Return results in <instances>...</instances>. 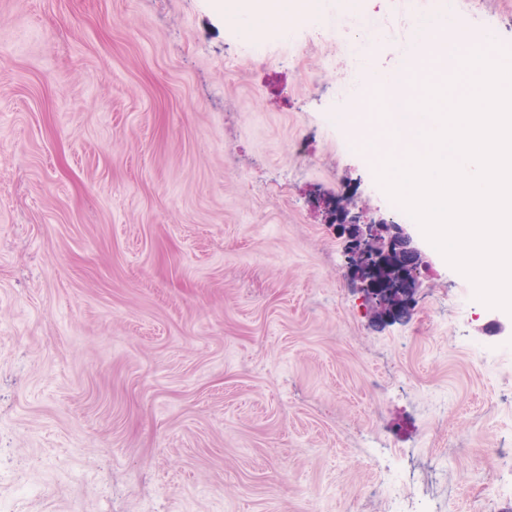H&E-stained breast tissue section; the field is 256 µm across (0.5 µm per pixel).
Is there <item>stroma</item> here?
Here are the masks:
<instances>
[{"mask_svg": "<svg viewBox=\"0 0 512 512\" xmlns=\"http://www.w3.org/2000/svg\"><path fill=\"white\" fill-rule=\"evenodd\" d=\"M471 28L512 51V0ZM248 0H0V512H512V314L475 300L336 120L346 61ZM408 225L410 315L332 215ZM448 483L433 484L432 464ZM411 301V296H409L407 293L395 292L383 304H379L375 308V315L378 316L379 318L389 316L392 311H398L400 309L406 308ZM410 307L411 306L403 310L399 314L398 318L406 317L410 313ZM396 489L389 497L382 496V502L387 512H430L413 508L414 494L405 493V488H411L410 482H407L401 476L394 475ZM386 503L388 508H386Z\"/></svg>", "mask_w": 512, "mask_h": 512, "instance_id": "35a3bbf8", "label": "stroma"}]
</instances>
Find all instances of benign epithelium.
<instances>
[{"label":"benign epithelium","instance_id":"1","mask_svg":"<svg viewBox=\"0 0 512 512\" xmlns=\"http://www.w3.org/2000/svg\"><path fill=\"white\" fill-rule=\"evenodd\" d=\"M336 215L341 217V227L348 232V267L352 270L360 289L373 302H378L385 288L377 287L374 275L386 255L399 254L405 262L404 278L415 283L423 255L413 236L402 224L388 223L383 219L362 220V216L351 212L341 203L336 204Z\"/></svg>","mask_w":512,"mask_h":512}]
</instances>
